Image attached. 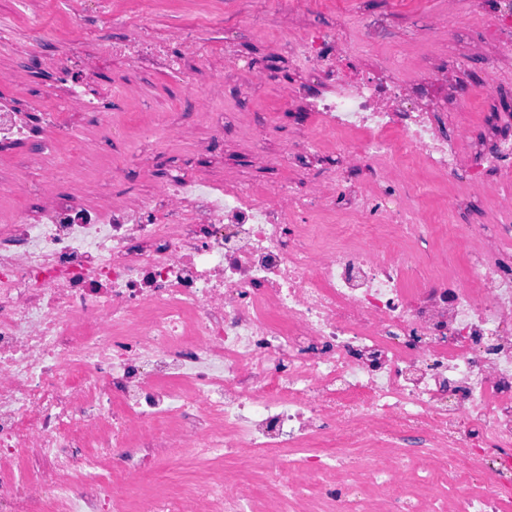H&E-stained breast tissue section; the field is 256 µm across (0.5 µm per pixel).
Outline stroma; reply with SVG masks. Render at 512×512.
<instances>
[{"instance_id":"35a3bbf8","label":"stroma","mask_w":512,"mask_h":512,"mask_svg":"<svg viewBox=\"0 0 512 512\" xmlns=\"http://www.w3.org/2000/svg\"><path fill=\"white\" fill-rule=\"evenodd\" d=\"M439 14L447 11L448 0H304L303 12L296 17L299 25H328L341 23L353 28L356 13L395 10L398 24L407 27L411 13L417 9ZM258 0H159L154 17L155 25L167 36L197 34L217 40L226 30L240 34V50L258 57L269 76L268 82L255 85L248 96H240L235 88L239 78L225 70L218 81L220 99L214 111L201 107L195 95L162 72H140L122 62L102 65L89 90L98 91L121 85L122 91L113 97L107 109L113 118L126 122L121 136L105 137L91 128H82L73 138H56L54 131L45 128L42 112L50 104L47 94L56 84V74L45 65L46 57L58 54L59 43H35L26 31H19L15 46H0V100L6 101L24 114L37 131L36 139L17 143L0 142V173L25 176L29 162L38 157L43 139L54 140V154L65 156L87 152L92 162L88 174L98 173L110 161L126 154L139 155L140 161L127 165L119 181L100 179L98 190L103 197L121 199L125 194L150 193L157 182L178 175H200L217 179L242 178L257 187L292 177L291 169L261 162L255 155L254 139H262L267 153H278L285 138L295 132H312L317 120L301 104L288 103L280 98L282 86L300 87L310 93L319 92L317 83L306 80L278 48L279 33L270 25L258 24L241 28L247 15L256 13ZM220 15L223 25H204L203 13ZM479 37L472 24L451 32L433 31L425 39L409 43L406 62L412 76H419L424 58L454 63L456 97L459 100L478 97L485 101L483 111L463 117L456 104L449 105L441 119L447 131H455L461 120H468L470 141L460 150L462 165H469L473 155L472 142L485 133L512 136V113L505 112L503 102L512 103V86L499 83L485 67L482 55L470 52L471 44ZM163 112L172 127L183 129V136L158 144L142 134L135 117L144 107ZM276 113L275 123L262 125L265 113ZM222 125L219 144L209 153L197 150L198 142L210 139L212 128Z\"/></svg>"}]
</instances>
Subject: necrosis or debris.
Masks as SVG:
<instances>
[{"label": "necrosis or debris", "mask_w": 512, "mask_h": 512, "mask_svg": "<svg viewBox=\"0 0 512 512\" xmlns=\"http://www.w3.org/2000/svg\"><path fill=\"white\" fill-rule=\"evenodd\" d=\"M50 59L66 113L102 127L92 78L124 60L171 74L203 106L199 73L265 75L236 39L170 38L139 0ZM302 0H262L289 56L325 92L275 164L331 150L339 166L264 188L175 177L118 203L63 187L74 158L32 164L44 202L0 224V512H502L512 501V223L458 224L425 200L464 181L512 182V141L461 169L468 123L447 134L441 96L393 57L368 61L341 26L285 25ZM485 20L484 61L512 57V0H454L448 24ZM199 68L187 70L186 60ZM365 172L359 186L349 170ZM469 252L421 261L436 242ZM267 486L250 492L251 477Z\"/></svg>", "instance_id": "obj_1"}]
</instances>
